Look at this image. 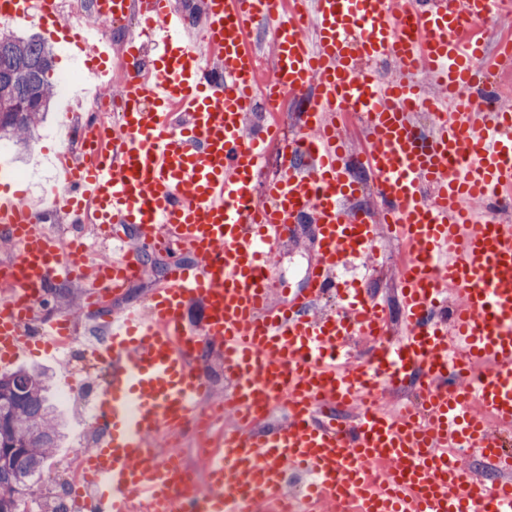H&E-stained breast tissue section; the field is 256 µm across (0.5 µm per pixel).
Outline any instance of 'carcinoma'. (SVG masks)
<instances>
[{
    "label": "carcinoma",
    "instance_id": "cac0c4a2",
    "mask_svg": "<svg viewBox=\"0 0 512 512\" xmlns=\"http://www.w3.org/2000/svg\"><path fill=\"white\" fill-rule=\"evenodd\" d=\"M52 51L39 39L0 33V142L29 146L53 95ZM60 431L43 374L0 375V512H21L41 482Z\"/></svg>",
    "mask_w": 512,
    "mask_h": 512
}]
</instances>
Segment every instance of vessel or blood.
Returning a JSON list of instances; mask_svg holds the SVG:
<instances>
[{"instance_id": "1", "label": "vessel or blood", "mask_w": 512, "mask_h": 512, "mask_svg": "<svg viewBox=\"0 0 512 512\" xmlns=\"http://www.w3.org/2000/svg\"><path fill=\"white\" fill-rule=\"evenodd\" d=\"M491 12L492 0H204L200 45L173 0H93L96 18L136 19L116 48L99 28L73 29L55 0H0L1 22H37L71 47L94 89L111 85V57L122 61L119 124L81 127L84 160L63 165L55 189L69 223H84L94 204L112 243L88 296L108 299L142 271L117 225L167 235L191 255L170 266L145 310L105 315L107 338L84 348L106 373L84 454L94 488L75 512H264L289 465L314 473L304 496L329 512H512V450L487 423L512 424V225L494 209L512 197V110L459 102L512 61L511 42L492 52L478 31ZM264 25L274 31L266 63L250 40ZM387 61L399 77L380 74ZM297 92L310 101L294 138L279 123L246 134L256 94L277 112ZM351 110L365 117L376 213L350 206L362 191L340 125ZM420 112L433 118L430 134L416 129ZM274 143L285 172L258 183ZM24 197L1 163L0 237L17 247L0 266L13 292L0 305L1 365L55 352L71 317L45 314L29 335L26 300H44L86 263L55 251ZM383 223L410 253L399 275L403 334L390 343L372 293L336 281L374 252ZM298 224L311 225L316 260L305 288L277 301L274 260ZM204 355L234 380L224 403L236 424L206 455L207 482L190 485L153 441L192 432L210 391ZM414 379L419 408L378 407ZM279 404L287 423L261 427L257 415ZM452 448L496 464L499 477L473 481ZM375 462L387 464L384 477Z\"/></svg>"}]
</instances>
